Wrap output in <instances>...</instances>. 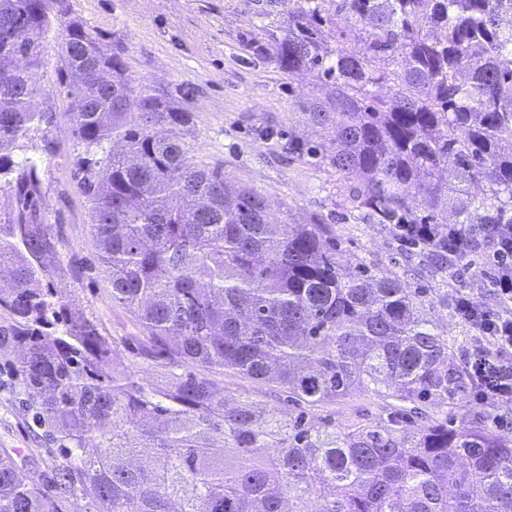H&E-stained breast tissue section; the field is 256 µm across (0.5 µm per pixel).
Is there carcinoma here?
Here are the masks:
<instances>
[{
	"label": "carcinoma",
	"instance_id": "cac0c4a2",
	"mask_svg": "<svg viewBox=\"0 0 512 512\" xmlns=\"http://www.w3.org/2000/svg\"><path fill=\"white\" fill-rule=\"evenodd\" d=\"M327 0H288V26H255L247 51L285 72L309 69L333 97L313 119L336 141L329 164L353 182L351 208L393 225L409 255L448 276L454 212L470 244L512 224V0H339L363 26L324 46ZM56 33L81 148L77 188L89 204L98 272L112 301L146 331L161 367L139 383L114 341L36 287L56 258L37 203V164L15 160L46 120L37 103L44 41ZM0 360L64 452L58 492L0 453V512H512V437L461 420L399 417L316 426L250 395L233 401L214 374L288 390L310 406L371 395L400 414L453 403L467 374L426 313L448 294L403 286L389 270L345 272L327 224H273L265 197L196 163L191 113L134 87L123 57L63 0H0ZM487 189L474 196L469 186ZM61 320L63 330L46 329ZM192 364L195 372L178 368Z\"/></svg>",
	"mask_w": 512,
	"mask_h": 512
}]
</instances>
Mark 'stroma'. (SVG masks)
Returning <instances> with one entry per match:
<instances>
[{
	"instance_id": "obj_1",
	"label": "stroma",
	"mask_w": 512,
	"mask_h": 512,
	"mask_svg": "<svg viewBox=\"0 0 512 512\" xmlns=\"http://www.w3.org/2000/svg\"><path fill=\"white\" fill-rule=\"evenodd\" d=\"M64 3L70 19L97 32L108 48L123 56L134 85H146L171 104L190 109L192 126L184 140L191 155L263 194L272 222L323 218L350 267H387L398 273L406 287H436V280L406 265L391 227L349 212L350 184L330 166L334 146L311 118L313 105L330 95V85L316 72L287 73L274 59L244 51L243 41L254 24L264 20L275 27L286 25L287 5L272 7L267 0ZM57 50V37L48 36L44 42L48 66L41 74L44 92L38 103L50 121L22 149L38 164V206L58 255L55 267L39 286L51 290L70 313L97 320L104 335L117 344L125 363L147 385L157 377L158 367L139 355L147 341L142 326L113 303L101 278L86 271L94 247L88 205L74 177L77 146L68 115L69 99L53 70ZM308 147L315 149V156L305 155ZM469 258L473 271L449 280V297L468 291L479 306L497 308L494 291L474 274L489 262L488 251H471ZM214 381L227 396L248 394L293 418L302 415L342 425L360 414L375 422L386 421L389 414L381 401L367 396L311 408L290 400L283 389L230 372L215 375ZM428 410L452 421L464 412L484 427L496 428L501 421L512 427V402H485L472 391L462 406L432 404ZM36 429L18 384L0 375V450L9 451L50 489L64 457L61 449L36 440Z\"/></svg>"
}]
</instances>
